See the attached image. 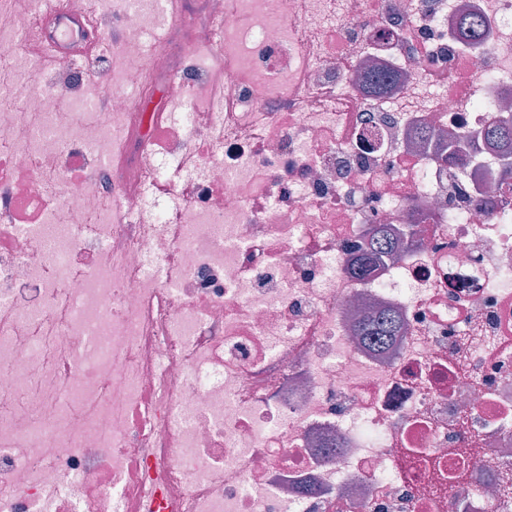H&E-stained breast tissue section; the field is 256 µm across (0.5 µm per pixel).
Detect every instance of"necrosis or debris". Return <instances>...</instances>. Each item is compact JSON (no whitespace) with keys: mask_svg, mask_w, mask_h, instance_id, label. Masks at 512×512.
Returning <instances> with one entry per match:
<instances>
[{"mask_svg":"<svg viewBox=\"0 0 512 512\" xmlns=\"http://www.w3.org/2000/svg\"><path fill=\"white\" fill-rule=\"evenodd\" d=\"M59 6L111 50L0 0V512H512V0ZM457 36L477 54L480 53L487 39L483 22L478 18L464 21L457 30ZM397 328L398 323L395 317L390 313L381 312L365 317L359 326V334L369 342L384 344L395 336Z\"/></svg>","mask_w":512,"mask_h":512,"instance_id":"necrosis-or-debris-1","label":"necrosis or debris"}]
</instances>
